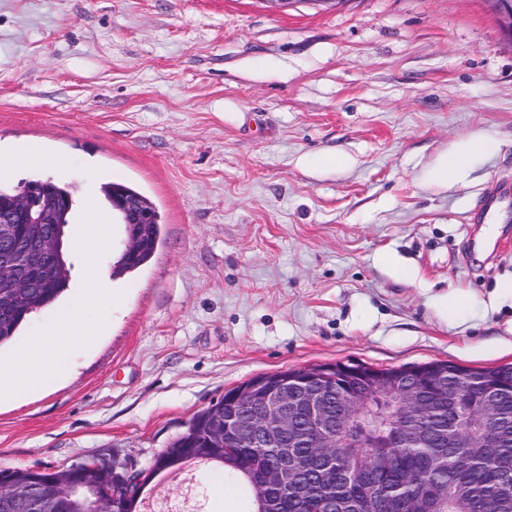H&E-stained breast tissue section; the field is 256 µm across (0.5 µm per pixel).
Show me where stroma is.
Masks as SVG:
<instances>
[{
    "instance_id": "stroma-1",
    "label": "stroma",
    "mask_w": 512,
    "mask_h": 512,
    "mask_svg": "<svg viewBox=\"0 0 512 512\" xmlns=\"http://www.w3.org/2000/svg\"><path fill=\"white\" fill-rule=\"evenodd\" d=\"M22 144L63 164L7 184H72L70 236L107 213L109 181L164 224L109 299L69 247L64 298L106 327L47 391L0 399V469L104 449L145 466L226 390L288 368L512 364V250L481 245L512 238V198L470 221L512 187V41L486 0H0V157ZM148 489L193 512L251 496L197 463Z\"/></svg>"
}]
</instances>
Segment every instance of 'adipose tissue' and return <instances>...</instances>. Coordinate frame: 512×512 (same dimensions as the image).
<instances>
[{"label": "adipose tissue", "instance_id": "1", "mask_svg": "<svg viewBox=\"0 0 512 512\" xmlns=\"http://www.w3.org/2000/svg\"><path fill=\"white\" fill-rule=\"evenodd\" d=\"M100 326L86 325L76 306L56 308L45 321L40 336L22 349L0 354V395L45 389L54 374L49 350L65 351L93 342Z\"/></svg>", "mask_w": 512, "mask_h": 512}]
</instances>
